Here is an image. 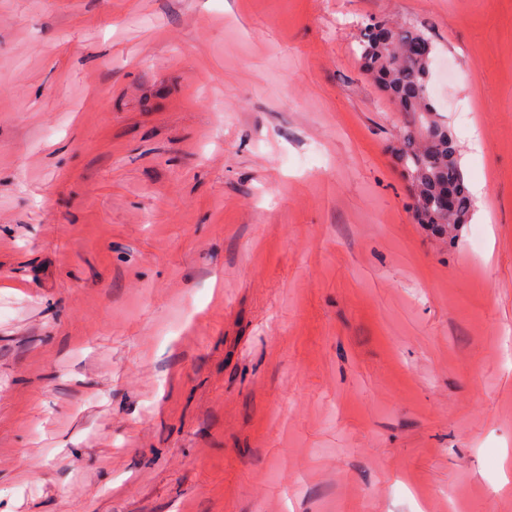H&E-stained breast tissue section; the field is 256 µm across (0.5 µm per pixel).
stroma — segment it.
<instances>
[{"label": "stroma", "instance_id": "35a3bbf8", "mask_svg": "<svg viewBox=\"0 0 512 512\" xmlns=\"http://www.w3.org/2000/svg\"><path fill=\"white\" fill-rule=\"evenodd\" d=\"M0 512H512V0H0ZM420 39L429 42L427 56H414L405 51ZM392 42L402 50L399 54L390 51L388 46ZM358 50L363 71L388 98L400 104V111L406 112L410 119L397 157L408 175L411 194L414 187L418 199L434 202L442 191H448V186L457 193V213L453 219L430 211L435 214V223L429 215H419V224L435 235L456 238L463 225L471 220L473 200L453 136L448 126L437 119L438 113L430 98L433 42L411 24L379 19L364 27ZM430 126L436 132L423 137V131Z\"/></svg>", "mask_w": 512, "mask_h": 512}]
</instances>
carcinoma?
Masks as SVG:
<instances>
[{
  "label": "carcinoma",
  "instance_id": "obj_1",
  "mask_svg": "<svg viewBox=\"0 0 512 512\" xmlns=\"http://www.w3.org/2000/svg\"><path fill=\"white\" fill-rule=\"evenodd\" d=\"M420 39L427 41L429 37L411 24L374 20L364 27L358 43L359 59L363 71L409 117L397 157L415 196L433 202L450 187L457 193V213L453 219L437 213L433 218L419 217V223L435 235L455 238L471 220L473 200L453 136L448 126L437 119L430 98L432 55L414 56L406 52Z\"/></svg>",
  "mask_w": 512,
  "mask_h": 512
}]
</instances>
